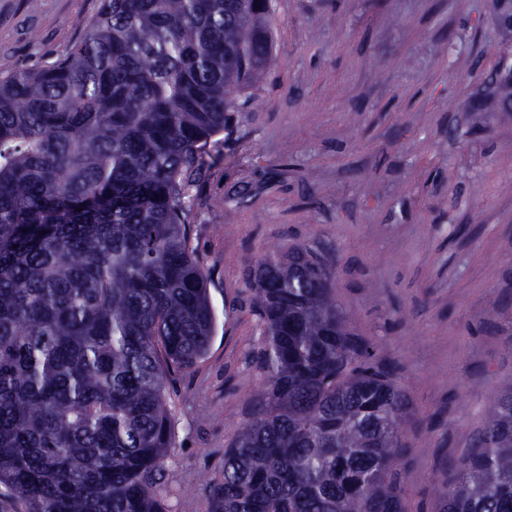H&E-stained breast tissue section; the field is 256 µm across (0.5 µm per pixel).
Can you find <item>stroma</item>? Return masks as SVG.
Instances as JSON below:
<instances>
[{
    "mask_svg": "<svg viewBox=\"0 0 512 512\" xmlns=\"http://www.w3.org/2000/svg\"><path fill=\"white\" fill-rule=\"evenodd\" d=\"M97 0H0V76L64 54ZM273 56L206 147L190 245L216 332L170 380L168 512H212L224 450L263 384L248 282L266 253L336 261L353 332L415 404L407 512L512 391V112L472 111L477 69L512 62L487 0H275Z\"/></svg>",
    "mask_w": 512,
    "mask_h": 512,
    "instance_id": "1",
    "label": "stroma"
}]
</instances>
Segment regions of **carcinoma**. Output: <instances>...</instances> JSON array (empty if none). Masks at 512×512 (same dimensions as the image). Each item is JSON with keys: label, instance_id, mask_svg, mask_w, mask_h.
<instances>
[{"label": "carcinoma", "instance_id": "carcinoma-1", "mask_svg": "<svg viewBox=\"0 0 512 512\" xmlns=\"http://www.w3.org/2000/svg\"><path fill=\"white\" fill-rule=\"evenodd\" d=\"M274 6L99 0L65 54L0 76V487L24 512H166L167 384L216 330L189 190L271 60ZM511 101L507 80L474 109ZM335 278L309 246L258 265L265 380L213 512H406L411 395ZM436 512H512L511 392Z\"/></svg>", "mask_w": 512, "mask_h": 512}]
</instances>
